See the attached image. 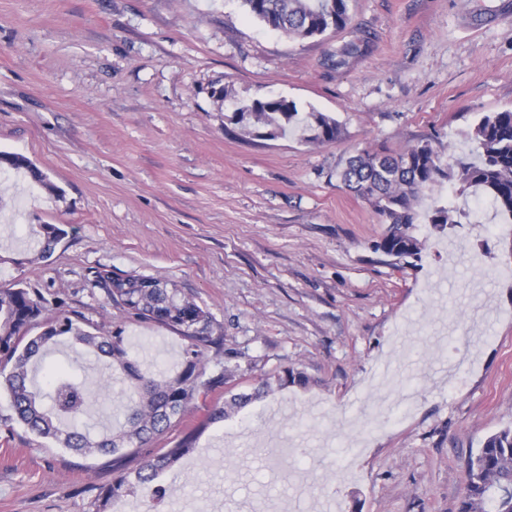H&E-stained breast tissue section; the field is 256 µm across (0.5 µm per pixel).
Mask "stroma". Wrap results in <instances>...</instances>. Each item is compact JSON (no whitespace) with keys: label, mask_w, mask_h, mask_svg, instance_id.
I'll use <instances>...</instances> for the list:
<instances>
[{"label":"stroma","mask_w":512,"mask_h":512,"mask_svg":"<svg viewBox=\"0 0 512 512\" xmlns=\"http://www.w3.org/2000/svg\"><path fill=\"white\" fill-rule=\"evenodd\" d=\"M345 29L297 40L240 0H0V287L42 289L66 312L122 330L130 355L174 367L188 341L106 302L91 272L169 279L224 340V391L272 387L212 424L200 455L159 474L165 512H459L469 456L512 426V266L504 223L420 225L418 261L376 252L382 218L336 173L365 149L431 139L468 154L486 113L512 109V0H352ZM283 96L336 119L340 137L250 136L236 101ZM65 234L35 256L39 225ZM94 389L85 420L122 414L125 379ZM415 389L410 415L354 457L343 424L367 417L385 374ZM140 456L81 457L16 420L0 394V512H94Z\"/></svg>","instance_id":"35a3bbf8"}]
</instances>
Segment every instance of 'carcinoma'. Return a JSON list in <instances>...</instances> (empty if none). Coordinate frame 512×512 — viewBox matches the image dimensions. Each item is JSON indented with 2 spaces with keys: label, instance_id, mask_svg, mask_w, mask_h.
<instances>
[{
  "label": "carcinoma",
  "instance_id": "1",
  "mask_svg": "<svg viewBox=\"0 0 512 512\" xmlns=\"http://www.w3.org/2000/svg\"><path fill=\"white\" fill-rule=\"evenodd\" d=\"M351 0H243L245 11L271 22L274 30L307 39L346 28L351 20ZM246 110L232 124L245 132L251 127L271 139L296 133L306 143L324 144L340 135L336 119L314 109L301 112L292 101L272 103L268 99L243 102ZM478 160L458 158L447 167L432 141L423 140L396 154L363 150L351 157L337 178L351 192L366 200L383 217L386 231L375 249L397 260L421 257L422 244L414 235V201L439 179L448 181L455 195L480 191L495 208L512 216V110L492 112L480 118L473 129ZM13 169H24L43 182L40 171L23 155H16ZM468 217L452 206L432 210L428 223L443 231ZM65 231L55 224H42L37 238L39 253L46 256ZM93 282L107 302L129 318L145 324L179 331L190 344L182 352L176 369L159 377L142 370L130 356L123 331L93 327L78 316L60 314L42 320L47 299L43 293L21 282L0 289V393H5L19 423L55 447L80 455H109L138 449L147 439L163 433L181 420L189 408L205 407L215 390L224 384V374L207 372V357L200 343L208 341L211 316L175 284L155 277L118 275L105 268L92 271ZM43 330L30 335L37 324ZM68 341L72 346L109 359V368L126 380L125 422L111 434L93 437L74 424L92 403L85 383L61 366L49 377L48 390L35 380L34 363L54 346ZM278 385H305L301 372L288 368L271 374ZM251 397L236 394L222 405H213L200 422L163 453L148 458L139 468L112 481L98 497L96 512H108L112 501L128 497L137 512L144 504L152 510L165 503L167 488L154 484L157 471L174 467L197 450L207 426L244 407ZM460 512H512V428L485 438L471 455L465 471V495Z\"/></svg>",
  "mask_w": 512,
  "mask_h": 512
}]
</instances>
